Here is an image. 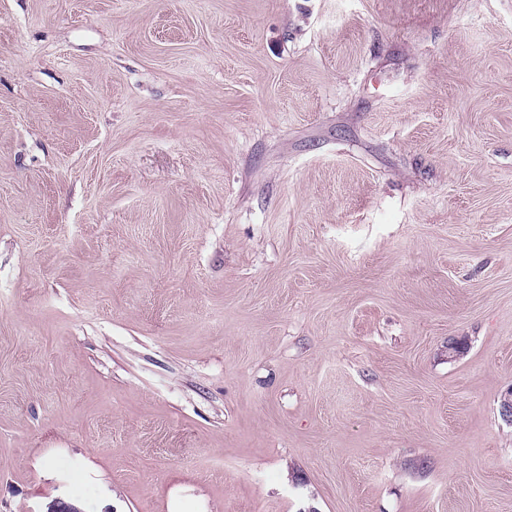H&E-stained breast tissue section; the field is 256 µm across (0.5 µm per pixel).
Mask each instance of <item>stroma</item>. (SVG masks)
Segmentation results:
<instances>
[{
	"mask_svg": "<svg viewBox=\"0 0 512 512\" xmlns=\"http://www.w3.org/2000/svg\"><path fill=\"white\" fill-rule=\"evenodd\" d=\"M511 385L512 0H0V512H512Z\"/></svg>",
	"mask_w": 512,
	"mask_h": 512,
	"instance_id": "35a3bbf8",
	"label": "stroma"
}]
</instances>
